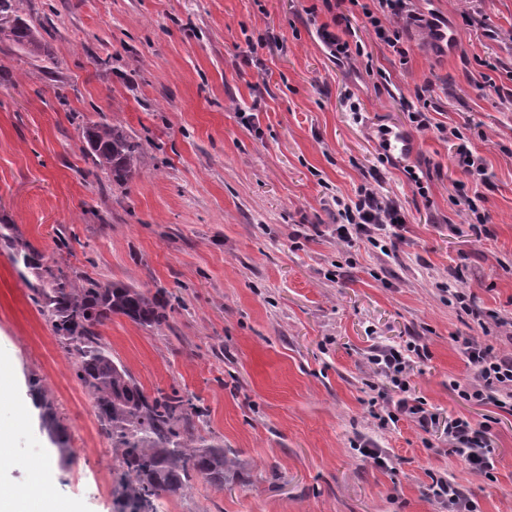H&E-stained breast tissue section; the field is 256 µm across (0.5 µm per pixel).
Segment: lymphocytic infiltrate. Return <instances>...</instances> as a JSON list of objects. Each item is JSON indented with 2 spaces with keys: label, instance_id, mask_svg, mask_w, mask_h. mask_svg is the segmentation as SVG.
Wrapping results in <instances>:
<instances>
[{
  "label": "lymphocytic infiltrate",
  "instance_id": "lymphocytic-infiltrate-1",
  "mask_svg": "<svg viewBox=\"0 0 512 512\" xmlns=\"http://www.w3.org/2000/svg\"><path fill=\"white\" fill-rule=\"evenodd\" d=\"M412 0H322L326 10L332 11L335 23L342 25V34L320 26L318 33L336 62L364 54L361 40L353 29L351 21L356 14H363L380 39L393 53L404 55L400 19L413 18ZM411 122L417 129H436L439 136L453 142L455 161L459 168L473 181L486 179V168L482 157L473 151L467 138L456 127L433 125L427 109H418L410 114ZM336 209L340 218L336 226V238L344 243L358 240L380 246L387 228L405 224L406 219L400 207L381 196L372 185L358 188L355 197H336ZM458 348L466 357L473 370L471 382L454 383L453 388L465 400L491 403L500 408H512V352H495L493 347L472 338H463ZM375 369L390 377L399 396L392 402L389 419L398 415L415 416L422 428L432 427L436 417L422 404L412 403L408 394L410 385L404 376L410 359L404 350L398 348L379 349L369 358ZM448 436L451 453L476 473L491 469L489 458L490 444L487 429L474 426L469 420L458 418L449 421L444 429Z\"/></svg>",
  "mask_w": 512,
  "mask_h": 512
}]
</instances>
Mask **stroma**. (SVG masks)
I'll list each match as a JSON object with an SVG mask.
<instances>
[{
	"label": "stroma",
	"mask_w": 512,
	"mask_h": 512,
	"mask_svg": "<svg viewBox=\"0 0 512 512\" xmlns=\"http://www.w3.org/2000/svg\"><path fill=\"white\" fill-rule=\"evenodd\" d=\"M320 2L25 0L22 17L55 33L37 60L0 42V226L47 265L168 302L162 329L115 315L101 333L147 394L197 398L205 437L238 477L221 489L195 479L159 512H445L430 490L440 477L475 512H512V413L450 387L472 378L456 337L510 352L512 327L468 328L444 290L512 314V0H415L453 46L411 21L406 60L365 32V56L341 66L316 33L332 20ZM270 32L285 49L260 44ZM424 86L434 122L459 127L484 158L488 185L471 184L451 142L410 124ZM112 121L144 145L120 187L94 174L82 136ZM384 127L404 130L414 153L385 161ZM374 168L406 215L387 256L335 233L333 195L355 196ZM461 186L480 193L487 237L466 234ZM34 279L0 240V427L11 432L0 484L26 482L33 455L69 512H113L118 455L29 298ZM407 344L423 349L410 396L440 422L486 426L488 474L471 473L440 430L373 418L393 386L369 357ZM44 399L72 450L64 468L38 414L17 419L19 403ZM368 443L381 461L363 455Z\"/></svg>",
	"instance_id": "35a3bbf8"
}]
</instances>
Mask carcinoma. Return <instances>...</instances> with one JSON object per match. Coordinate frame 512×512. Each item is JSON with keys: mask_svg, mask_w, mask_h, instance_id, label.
Here are the masks:
<instances>
[{"mask_svg": "<svg viewBox=\"0 0 512 512\" xmlns=\"http://www.w3.org/2000/svg\"><path fill=\"white\" fill-rule=\"evenodd\" d=\"M21 0H0V16L11 25L0 32L31 56L46 52L50 31L20 16ZM96 169L121 186L135 173L143 145L118 121L83 130ZM15 259L38 271L31 300L51 323L54 335L74 359L80 385L94 397L101 430L118 452L119 512H156L160 496L178 495L202 477L224 488L230 481L224 446L197 434L205 412L189 397L147 395L131 372L112 356L99 327L114 314L149 328L167 323L166 306L149 292L116 282L77 278L42 262L30 245L13 246Z\"/></svg>", "mask_w": 512, "mask_h": 512, "instance_id": "carcinoma-1", "label": "carcinoma"}]
</instances>
